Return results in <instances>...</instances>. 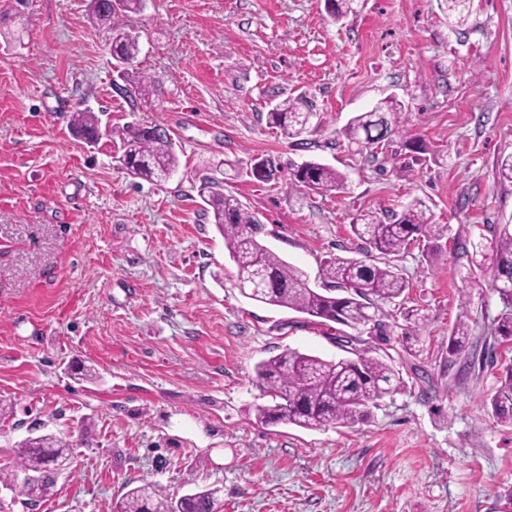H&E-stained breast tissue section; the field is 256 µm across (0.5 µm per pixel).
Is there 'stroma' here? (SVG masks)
Returning a JSON list of instances; mask_svg holds the SVG:
<instances>
[{
	"instance_id": "obj_1",
	"label": "stroma",
	"mask_w": 512,
	"mask_h": 512,
	"mask_svg": "<svg viewBox=\"0 0 512 512\" xmlns=\"http://www.w3.org/2000/svg\"><path fill=\"white\" fill-rule=\"evenodd\" d=\"M88 2L0 0V467L31 435L67 436L75 456L34 512H114L143 478L168 498L217 489L221 512H512V425L487 409L512 341L492 336L502 305L471 287L464 251L512 224L495 174L512 154V0H474L459 28L443 0H356L337 21L325 0H145L124 18L145 99L115 91L112 33ZM299 96L315 112L302 149L266 122ZM390 96L422 160L398 137L376 154L344 138ZM84 109L106 129L162 127L177 171L133 176L109 138L73 134ZM261 159L275 179L251 175ZM305 161L346 189L292 186ZM206 176L314 287L327 256L381 262L351 230L361 215L424 200L448 227L441 252L414 243L389 261L426 327L386 303L385 335L354 333L243 296ZM460 320L471 336L450 356ZM353 334L403 381L366 422L255 424L258 362L289 347L344 358Z\"/></svg>"
}]
</instances>
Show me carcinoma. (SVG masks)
<instances>
[{
    "label": "carcinoma",
    "mask_w": 512,
    "mask_h": 512,
    "mask_svg": "<svg viewBox=\"0 0 512 512\" xmlns=\"http://www.w3.org/2000/svg\"><path fill=\"white\" fill-rule=\"evenodd\" d=\"M448 23L461 27L471 14L472 0H444ZM92 17L112 26V57L133 64L139 53L138 36L114 21L115 10L109 0H90ZM300 99H285L267 112V123L290 138L307 132L311 112L303 111ZM405 105L391 97L367 112H359L342 134L352 144L371 149L395 134L404 132ZM73 134L91 145L100 142V121L91 111H80L73 118ZM119 139L122 154L119 162L131 174L150 181L169 177L179 166L175 143L165 132L148 127L126 126L112 129ZM293 183L311 191L345 188V177L335 169L306 161L294 166ZM207 192L206 212L212 215L224 244L237 269V288L248 299L284 307L322 322H334L357 329L380 325L382 313L378 302H393L408 288L404 278L389 264L368 263L357 258L329 257L322 263L319 288L308 284L307 274L257 239L260 223L224 187L209 177L202 179ZM428 208L415 199L398 213L383 219L376 215L361 216L352 225L353 233L379 253L396 255L414 241L424 240L427 253L436 255L446 225L431 222ZM472 274L490 271L487 282L503 306L493 334L512 336V226L499 225L492 237L470 243ZM401 315L415 329L425 327L428 316L421 308H404ZM471 335L469 325L457 322L448 335V355L453 356ZM261 390L270 401L254 408L255 423L267 425L280 418L292 425L320 430L339 424H354L367 419L371 408L396 391L400 376L383 360L360 351L348 359L326 360L320 356L286 349L262 360L255 366ZM491 415L500 423H512V365L489 401ZM73 456L69 439L54 434L39 435L32 446L19 449L13 469H0V480L18 487L19 496L27 499L37 493L46 497L55 486L57 471L53 465ZM116 512H220L212 490L185 495L178 500L161 498L147 480L129 488L116 504Z\"/></svg>",
    "instance_id": "carcinoma-1"
}]
</instances>
